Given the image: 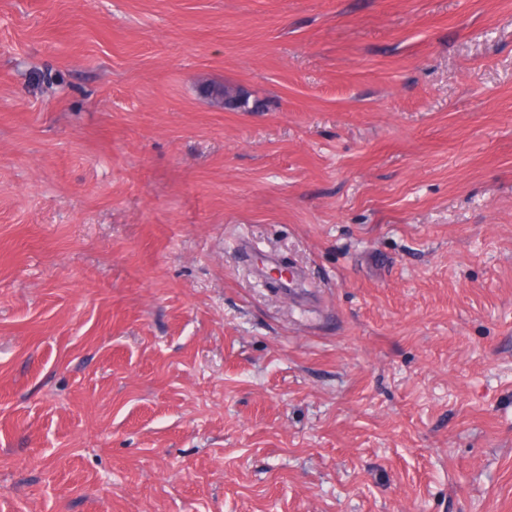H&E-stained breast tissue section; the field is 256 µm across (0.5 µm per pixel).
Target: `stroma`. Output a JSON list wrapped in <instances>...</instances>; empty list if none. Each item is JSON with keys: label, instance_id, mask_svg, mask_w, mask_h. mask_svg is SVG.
<instances>
[{"label": "stroma", "instance_id": "stroma-1", "mask_svg": "<svg viewBox=\"0 0 512 512\" xmlns=\"http://www.w3.org/2000/svg\"><path fill=\"white\" fill-rule=\"evenodd\" d=\"M0 512H512V0H0ZM204 92L210 99L229 110L251 111L258 107L253 100L250 106V94L242 87L232 84H213L204 88Z\"/></svg>", "mask_w": 512, "mask_h": 512}]
</instances>
